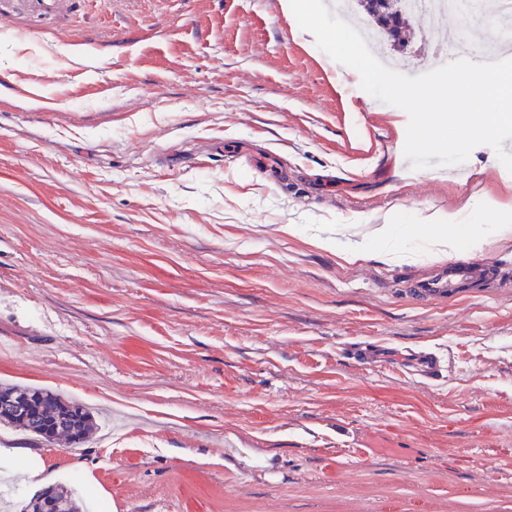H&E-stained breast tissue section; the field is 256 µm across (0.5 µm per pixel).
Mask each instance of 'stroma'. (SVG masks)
<instances>
[{
	"instance_id": "1",
	"label": "stroma",
	"mask_w": 512,
	"mask_h": 512,
	"mask_svg": "<svg viewBox=\"0 0 512 512\" xmlns=\"http://www.w3.org/2000/svg\"><path fill=\"white\" fill-rule=\"evenodd\" d=\"M288 8L54 0L0 29V381L100 422L70 447L0 426V512L36 494L25 467L88 512H512V288L400 289L433 262L415 225L512 201V172L486 145L412 169L407 113ZM485 28L413 19L400 73ZM370 339L447 370L360 365ZM404 362L408 371L427 380H434L439 376L441 371V361L439 357L435 353L427 350L409 353Z\"/></svg>"
}]
</instances>
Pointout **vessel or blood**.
Wrapping results in <instances>:
<instances>
[{"instance_id":"b4317fda","label":"vessel or blood","mask_w":512,"mask_h":512,"mask_svg":"<svg viewBox=\"0 0 512 512\" xmlns=\"http://www.w3.org/2000/svg\"><path fill=\"white\" fill-rule=\"evenodd\" d=\"M512 284V270L494 260L454 259L417 271L406 281L405 292L422 303H440L455 297L475 293L493 286ZM354 356L369 366L386 363L390 354L379 343H360L353 349ZM408 371L432 380L441 371L439 357L430 351L409 353L405 360Z\"/></svg>"}]
</instances>
